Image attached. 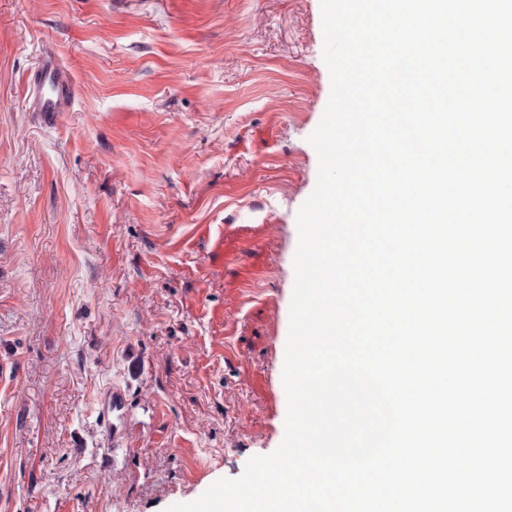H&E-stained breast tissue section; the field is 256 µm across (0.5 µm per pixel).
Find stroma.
<instances>
[{"instance_id": "stroma-1", "label": "stroma", "mask_w": 512, "mask_h": 512, "mask_svg": "<svg viewBox=\"0 0 512 512\" xmlns=\"http://www.w3.org/2000/svg\"><path fill=\"white\" fill-rule=\"evenodd\" d=\"M323 47L321 0H0V512H166L278 448ZM32 112H63L75 100V85L52 59L44 60L28 85ZM126 401L125 390L120 386H112L101 394L98 402V413L108 442L106 449L112 448V465L116 451L128 449Z\"/></svg>"}]
</instances>
